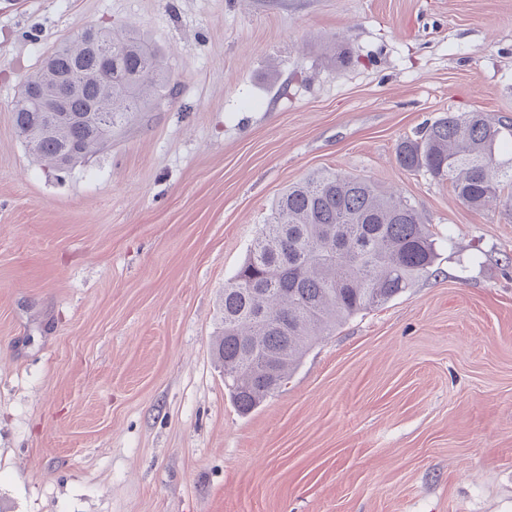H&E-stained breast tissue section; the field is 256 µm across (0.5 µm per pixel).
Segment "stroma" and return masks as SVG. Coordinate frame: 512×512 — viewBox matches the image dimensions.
Segmentation results:
<instances>
[{
	"label": "stroma",
	"instance_id": "35a3bbf8",
	"mask_svg": "<svg viewBox=\"0 0 512 512\" xmlns=\"http://www.w3.org/2000/svg\"><path fill=\"white\" fill-rule=\"evenodd\" d=\"M87 24L176 94L57 175L12 104ZM451 112L512 122V0H0V512H512V206L396 162ZM317 170L401 191L435 263L243 414L219 298Z\"/></svg>",
	"mask_w": 512,
	"mask_h": 512
}]
</instances>
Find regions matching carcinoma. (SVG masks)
<instances>
[{"mask_svg": "<svg viewBox=\"0 0 512 512\" xmlns=\"http://www.w3.org/2000/svg\"><path fill=\"white\" fill-rule=\"evenodd\" d=\"M96 30L112 43V84L98 78L104 57L73 33L27 77L35 95L73 75L79 91L64 112L39 103L13 107L30 136L28 151L51 168L105 149L132 112L173 94L160 51L133 28ZM508 124L482 112L451 113L400 142L398 166L451 184L458 200L482 211L512 194V161L496 156ZM434 244L403 194L368 178L315 171L272 203L244 263L224 284L215 357L224 386L243 413L277 392L312 345L336 325L381 306L429 273Z\"/></svg>", "mask_w": 512, "mask_h": 512, "instance_id": "obj_1", "label": "carcinoma"}]
</instances>
